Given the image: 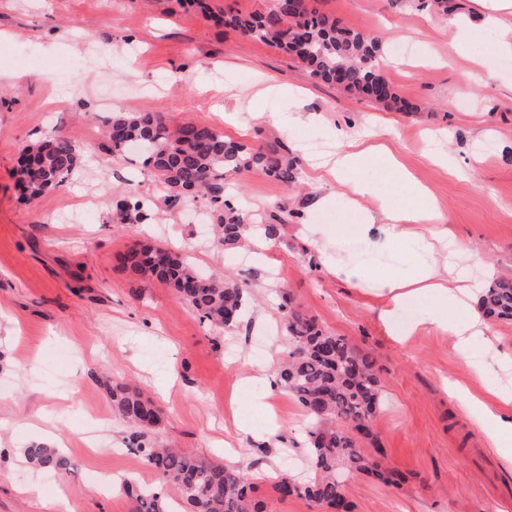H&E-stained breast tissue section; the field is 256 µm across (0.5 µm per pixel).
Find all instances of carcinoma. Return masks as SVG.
<instances>
[{"instance_id":"cac0c4a2","label":"carcinoma","mask_w":512,"mask_h":512,"mask_svg":"<svg viewBox=\"0 0 512 512\" xmlns=\"http://www.w3.org/2000/svg\"><path fill=\"white\" fill-rule=\"evenodd\" d=\"M312 0H273L272 6L253 12L224 11V27L243 39L259 41L291 53L314 80L387 107L414 112L418 106L401 99L379 67L380 39L346 27L333 15L319 11ZM419 8L440 16L458 9L452 0H418ZM104 149L119 153L137 142L146 154L145 164L167 192L166 202L175 207L199 193L209 197L218 212L220 241L226 248L239 247L252 224L226 199L227 181L243 170L256 168L281 183L297 181L295 160L280 140L266 139L256 151L231 140L210 125H167L160 112H120L112 116L104 132ZM25 166L36 168V182L27 186L29 198L62 187L80 165V155L65 137L49 136L27 148ZM121 217H147L150 201L130 194L112 201ZM303 215L278 206V213L258 223L263 235L283 238L288 221ZM125 270L143 279L167 284L212 327L236 324L246 305L244 287L221 277H202L186 253L174 249L135 245L121 257ZM286 310L287 357L278 363L281 386L303 406L311 418L306 445L314 476L306 483L283 474L275 489L285 499L304 494L333 512H350L343 473L372 474L383 483L398 486L404 476L382 464V449L368 454L361 442L372 436V422L382 403V385L374 361L358 354L346 339L326 331L295 306L292 295L281 294ZM484 316L512 320V280L500 279L484 289L478 299ZM112 414L133 429L136 450L163 481L171 484L190 512H266V503L255 495L248 474L166 448L145 440L161 421V411L137 388L123 381L109 386ZM33 466L63 475L70 461L63 453L42 443L25 448ZM122 488L134 502L133 512H173V503L152 487L128 480Z\"/></svg>"}]
</instances>
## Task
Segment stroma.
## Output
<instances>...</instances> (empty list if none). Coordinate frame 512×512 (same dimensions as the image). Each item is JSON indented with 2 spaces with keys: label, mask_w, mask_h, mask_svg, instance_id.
<instances>
[{
  "label": "stroma",
  "mask_w": 512,
  "mask_h": 512,
  "mask_svg": "<svg viewBox=\"0 0 512 512\" xmlns=\"http://www.w3.org/2000/svg\"><path fill=\"white\" fill-rule=\"evenodd\" d=\"M214 18L177 0H0V512H132L115 482L162 486L115 419L109 383H135L161 409L156 443L246 471L269 512H328L302 496L279 499L275 478L308 470L300 404L274 385L288 352L280 295L375 362L383 404L373 433L401 487L374 476H344L351 512H512V467L451 399L447 381L473 393L512 394V321L490 324L488 339L462 358L451 336L424 330L398 343L375 318L374 296L332 277L291 224L268 250L224 249L207 222L169 208L153 171L133 154H107L102 132L116 112H160L173 125L206 124L252 146L279 135L298 162L300 187L257 169L228 190L254 221L277 204L313 223L355 221L333 206L311 210L321 191L309 159L331 152L335 130L353 140L384 138L401 165L427 186L459 239L481 253L470 283L512 278V57L485 39L450 49L446 19L391 0H316L347 27L381 38L383 50L424 46L412 69L387 70L402 99L396 112L315 82L287 53L242 39L217 22L231 7L263 0H208ZM111 55H103V46ZM487 76L471 80L472 56ZM82 94L70 97L73 87ZM234 122H225V114ZM49 135L83 157L58 190L29 199L19 186L20 150ZM448 158L444 169L429 155ZM133 192L154 218L120 222L112 199ZM138 244L183 250L196 268L247 280V311L217 330L168 285L122 271ZM485 369L484 380L473 372ZM245 429L227 440L226 425ZM35 441L58 443L68 475L33 472L23 454ZM38 495H29V488Z\"/></svg>",
  "instance_id": "stroma-1"
}]
</instances>
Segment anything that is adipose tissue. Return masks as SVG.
Instances as JSON below:
<instances>
[{
	"label": "adipose tissue",
	"instance_id": "obj_1",
	"mask_svg": "<svg viewBox=\"0 0 512 512\" xmlns=\"http://www.w3.org/2000/svg\"><path fill=\"white\" fill-rule=\"evenodd\" d=\"M479 2L480 29L492 37L499 54L512 55V0ZM337 145L335 159L323 165L330 189L313 205L323 208L334 202L357 212L359 219L352 224L313 227V249L330 274L353 287L371 290L378 299L377 320L397 341H405L425 324L453 336L459 353L467 354L471 341L487 335L489 327L472 306L473 288L459 260L464 257L480 266L482 255L455 239L430 191L414 180L386 145L364 147L342 134ZM371 164L384 172L386 183L360 179V171ZM396 188L406 193V206L389 204V192ZM370 201L378 202L377 211L367 209ZM348 241L354 242L356 255H332V243ZM410 297L430 300L429 312L423 323L397 328L395 316ZM448 394L468 409L486 440L512 465V396L498 395L499 406L494 409L456 382L449 383Z\"/></svg>",
	"mask_w": 512,
	"mask_h": 512
}]
</instances>
